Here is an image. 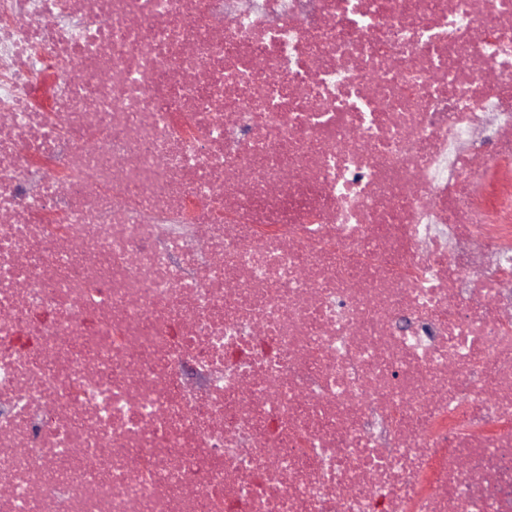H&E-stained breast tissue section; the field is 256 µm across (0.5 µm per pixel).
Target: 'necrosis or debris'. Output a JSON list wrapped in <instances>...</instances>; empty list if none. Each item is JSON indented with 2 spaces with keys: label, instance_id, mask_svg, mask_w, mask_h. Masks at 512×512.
<instances>
[{
  "label": "necrosis or debris",
  "instance_id": "1",
  "mask_svg": "<svg viewBox=\"0 0 512 512\" xmlns=\"http://www.w3.org/2000/svg\"><path fill=\"white\" fill-rule=\"evenodd\" d=\"M510 277L512 0H0V512H512Z\"/></svg>",
  "mask_w": 512,
  "mask_h": 512
}]
</instances>
